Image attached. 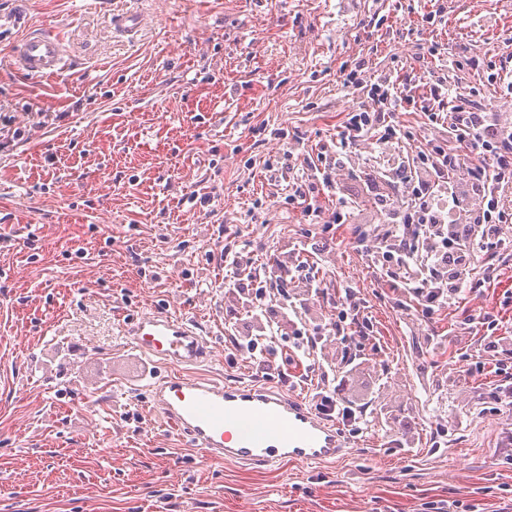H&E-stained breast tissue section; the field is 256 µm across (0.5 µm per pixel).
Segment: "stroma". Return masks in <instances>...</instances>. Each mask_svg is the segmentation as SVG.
I'll return each instance as SVG.
<instances>
[{"mask_svg":"<svg viewBox=\"0 0 512 512\" xmlns=\"http://www.w3.org/2000/svg\"><path fill=\"white\" fill-rule=\"evenodd\" d=\"M119 9L140 15L134 39L114 32ZM39 28L66 56L32 78L13 51ZM436 51L462 62L450 83L501 109L487 77L512 73V0H0V512H512V410L490 396L512 383V223L426 316L385 274L377 209L310 224L288 198L285 152L311 165L370 104L351 69L416 102L387 151L338 159L341 195L367 194L379 154L440 140ZM228 252L279 266L255 282ZM348 290L360 346L319 336L295 355L290 338L336 321ZM153 311L192 321L212 351L196 370L218 381L310 402L335 367L364 411L347 455L256 472L169 433L148 392L165 370L124 332ZM273 317L286 340L263 374L238 346Z\"/></svg>","mask_w":512,"mask_h":512,"instance_id":"35a3bbf8","label":"stroma"}]
</instances>
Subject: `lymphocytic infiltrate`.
I'll return each instance as SVG.
<instances>
[{
	"mask_svg": "<svg viewBox=\"0 0 512 512\" xmlns=\"http://www.w3.org/2000/svg\"><path fill=\"white\" fill-rule=\"evenodd\" d=\"M449 65L442 60L429 82L430 95L445 116L444 143L431 144L408 165L374 172L376 183L386 188L379 200L393 239L387 274L428 313L445 304L449 292L461 290L477 254L499 246L504 224L512 222V211L503 202L512 189V117L476 108L473 90L449 84ZM346 84L367 88L371 107L348 113L333 154L298 170L288 189L289 198L302 201L306 219L314 224L352 220L356 203L351 198L337 196L327 214L315 205L320 192L337 189L335 158L371 138L381 145L392 143L399 136L394 114L410 102L409 96L394 94L388 79L367 87L353 70ZM448 141L458 143L462 154L448 153ZM459 168L465 169L464 178H447L448 170Z\"/></svg>",
	"mask_w": 512,
	"mask_h": 512,
	"instance_id": "1",
	"label": "lymphocytic infiltrate"
}]
</instances>
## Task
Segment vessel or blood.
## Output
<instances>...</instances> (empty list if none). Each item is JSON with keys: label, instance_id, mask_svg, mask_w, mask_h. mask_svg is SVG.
Wrapping results in <instances>:
<instances>
[{"label": "vessel or blood", "instance_id": "vessel-or-blood-1", "mask_svg": "<svg viewBox=\"0 0 512 512\" xmlns=\"http://www.w3.org/2000/svg\"><path fill=\"white\" fill-rule=\"evenodd\" d=\"M17 67L31 76L61 68L59 40L28 33L14 51ZM128 334L145 355L172 366L208 361L206 340L180 318L163 312L141 315ZM151 404L207 456L244 467L267 468L288 461L316 466L343 457L347 442L338 424L301 397L256 383L227 384L174 375L151 387Z\"/></svg>", "mask_w": 512, "mask_h": 512}]
</instances>
